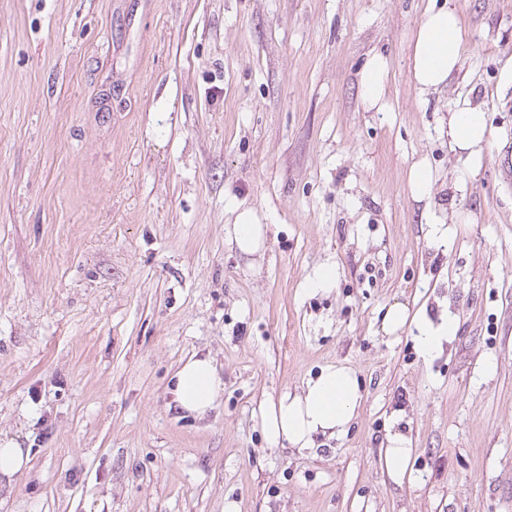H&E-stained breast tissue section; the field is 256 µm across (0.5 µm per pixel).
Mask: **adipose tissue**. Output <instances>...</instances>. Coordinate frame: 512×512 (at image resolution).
<instances>
[{"instance_id": "ef3b65f1", "label": "adipose tissue", "mask_w": 512, "mask_h": 512, "mask_svg": "<svg viewBox=\"0 0 512 512\" xmlns=\"http://www.w3.org/2000/svg\"><path fill=\"white\" fill-rule=\"evenodd\" d=\"M465 47V31L453 0L429 6L411 40L410 73L420 94L445 88L458 70ZM389 62L381 53L371 54L361 68V98L373 109L382 101ZM448 140L453 149L478 152L490 140L487 116L482 109L464 107L448 120ZM224 383L212 359L196 356L176 373L174 401L180 410L196 417L211 411ZM361 388L347 366L328 364L309 378L301 393H286L261 408V426L272 443L288 444L297 451L316 450L317 437L344 433L356 416Z\"/></svg>"}]
</instances>
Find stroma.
Wrapping results in <instances>:
<instances>
[{"label": "stroma", "mask_w": 512, "mask_h": 512, "mask_svg": "<svg viewBox=\"0 0 512 512\" xmlns=\"http://www.w3.org/2000/svg\"><path fill=\"white\" fill-rule=\"evenodd\" d=\"M455 2L461 65L423 96L430 0H0V439L29 451L0 512H512V0ZM463 106L492 132L473 157ZM397 302L456 335L423 356L382 329ZM194 355L224 378L202 418L171 393ZM326 364L361 386L347 433L271 443L259 404ZM389 72L387 58L379 53L371 54L361 68V98L367 109L377 108L382 101ZM448 140L455 150L478 152L490 140L485 112L473 107L454 111L448 120ZM434 177L431 168L425 165L414 166L409 172V186L417 197L429 195ZM255 222L250 210H242L236 215L234 242L244 254L255 253L263 246L265 229L262 226L263 224ZM384 453V466L388 474L399 481H402L407 474L408 461L414 451L410 441L402 434L395 432L388 436Z\"/></svg>", "instance_id": "1"}]
</instances>
